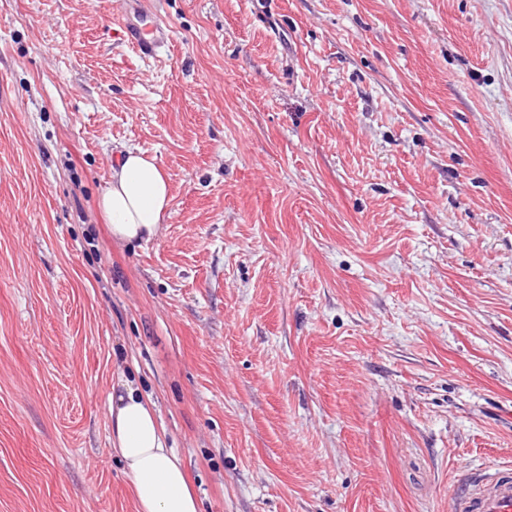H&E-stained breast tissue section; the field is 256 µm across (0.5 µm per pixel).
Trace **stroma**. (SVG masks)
Listing matches in <instances>:
<instances>
[{"label":"stroma","mask_w":512,"mask_h":512,"mask_svg":"<svg viewBox=\"0 0 512 512\" xmlns=\"http://www.w3.org/2000/svg\"><path fill=\"white\" fill-rule=\"evenodd\" d=\"M0 0V512H136L120 375L201 512H449L512 467V0ZM168 174L147 244L97 207ZM127 2H136L127 12L124 11L121 14L119 21L126 33L129 45L139 54L155 55L160 48L165 47L170 42V30L158 20L156 13L149 6L148 0H125L124 3ZM132 14L155 19L152 30L149 33H143L133 23ZM169 181L167 173L140 148L125 149L99 200L115 241L148 243L156 237L173 199Z\"/></svg>","instance_id":"35a3bbf8"}]
</instances>
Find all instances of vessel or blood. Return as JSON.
<instances>
[{
    "label": "vessel or blood",
    "mask_w": 512,
    "mask_h": 512,
    "mask_svg": "<svg viewBox=\"0 0 512 512\" xmlns=\"http://www.w3.org/2000/svg\"><path fill=\"white\" fill-rule=\"evenodd\" d=\"M153 18L148 0H135L130 11L120 16V23L129 45L139 54L155 55L171 38L162 22L155 21L150 32H142L133 16ZM451 512H512V469L492 466L483 475L466 477L455 483L448 496Z\"/></svg>",
    "instance_id": "1"
}]
</instances>
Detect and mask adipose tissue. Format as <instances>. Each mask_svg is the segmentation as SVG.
<instances>
[{"mask_svg": "<svg viewBox=\"0 0 512 512\" xmlns=\"http://www.w3.org/2000/svg\"><path fill=\"white\" fill-rule=\"evenodd\" d=\"M172 203L169 177L135 146L112 171L99 200L115 241H152ZM111 444L132 483L138 512H200L182 465L169 448L154 403L132 382L112 390Z\"/></svg>", "mask_w": 512, "mask_h": 512, "instance_id": "1", "label": "adipose tissue"}]
</instances>
